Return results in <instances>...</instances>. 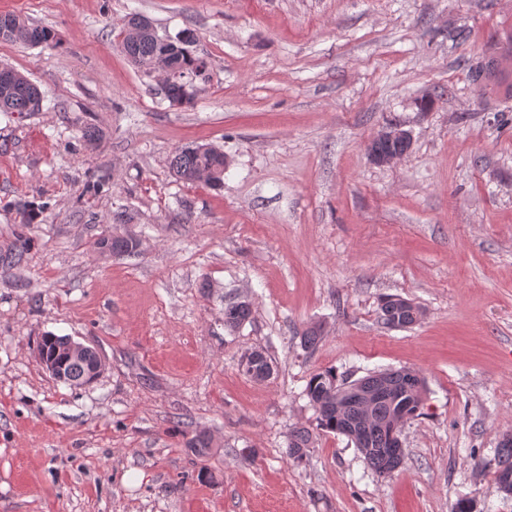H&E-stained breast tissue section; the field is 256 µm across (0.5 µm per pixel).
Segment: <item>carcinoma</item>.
Instances as JSON below:
<instances>
[{
    "mask_svg": "<svg viewBox=\"0 0 512 512\" xmlns=\"http://www.w3.org/2000/svg\"><path fill=\"white\" fill-rule=\"evenodd\" d=\"M0 40L23 42L29 45H49L57 42L56 34L44 27L32 26L15 13L0 14ZM194 41V34L185 30L174 40H163L153 23L139 15H132L123 24L122 49L126 57L145 73L173 71L180 77L165 85L167 99L173 105L191 103L192 96L184 91L182 77L200 76L208 69L205 58L190 53L186 45ZM472 80H485L504 88L512 94V83L500 76L499 63L491 61L485 69H471ZM42 104L39 87L18 70L0 67V112H38ZM226 157L224 151L215 146L202 149L200 145L177 149L171 159L173 175L185 183H193L200 175L209 177V185L221 187L224 184ZM110 254L121 256L134 252L133 238L125 235H108L98 240ZM252 313L251 303L233 301L224 306V327L233 330L248 321ZM424 311L418 304L402 306L396 303V296L386 295L379 303V318L385 327L396 321L403 328L418 324ZM323 335V327L314 323L300 334L301 347L307 351L317 347ZM68 344V337L45 335L39 345L47 355L59 360ZM242 363L256 375L271 374L273 367L268 356L254 350L244 356ZM90 365L86 361L66 360L63 362L62 382L71 385L83 384L89 379ZM304 394L315 410L316 425L292 430L288 434L285 455L298 462L306 455L313 437L320 433H334L346 436L363 456L368 468L381 478L390 476L404 462L402 448H393L388 442V432L397 422L407 423L422 415L424 380L410 368L387 369L375 376L369 374L360 378L359 392L351 393L338 378L336 370L327 368L309 377ZM187 446L195 453L205 455L211 448V438L203 431L187 440ZM477 465L490 470L496 483H501L507 473H512V440L499 442L491 457H482Z\"/></svg>",
    "mask_w": 512,
    "mask_h": 512,
    "instance_id": "carcinoma-1",
    "label": "carcinoma"
}]
</instances>
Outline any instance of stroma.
<instances>
[{"mask_svg": "<svg viewBox=\"0 0 512 512\" xmlns=\"http://www.w3.org/2000/svg\"><path fill=\"white\" fill-rule=\"evenodd\" d=\"M6 12L60 42L0 41V65L44 96L0 112V512H451L465 497L512 512L476 466L512 431V97L469 77L512 28V0H0ZM136 13L162 37L192 30L210 66L190 104L122 53ZM390 122L413 143L379 167L366 145ZM194 143L223 150L222 188L173 177L172 153ZM25 202L43 210L23 226ZM111 233L141 245L100 256ZM386 294L422 321L385 328ZM240 300L252 316L227 330ZM311 323L324 333L308 353ZM48 333L96 345L101 377L53 378L35 355ZM254 349L267 381L241 370ZM331 367L423 376L392 476L332 433L286 457L289 431L315 424L306 383ZM199 430L204 457L185 446ZM252 313L251 303L233 301L224 306V327L233 330L248 321Z\"/></svg>", "mask_w": 512, "mask_h": 512, "instance_id": "stroma-1", "label": "stroma"}]
</instances>
